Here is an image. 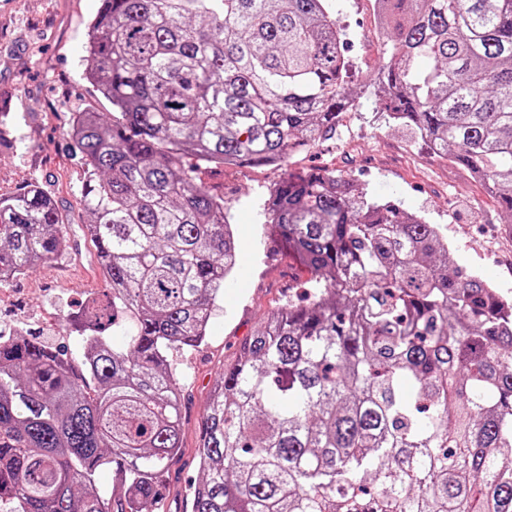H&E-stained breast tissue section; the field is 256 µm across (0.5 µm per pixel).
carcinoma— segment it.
Here are the masks:
<instances>
[{"label": "carcinoma", "mask_w": 512, "mask_h": 512, "mask_svg": "<svg viewBox=\"0 0 512 512\" xmlns=\"http://www.w3.org/2000/svg\"><path fill=\"white\" fill-rule=\"evenodd\" d=\"M378 2L388 121L512 216V0ZM84 76L112 105L70 133L105 288L78 367L0 336V512H159L170 356L206 344L237 263L224 196L185 159L276 166L356 106L326 0H102ZM263 217L307 278L225 365L190 512H512V299L440 225L333 171L289 175ZM62 224L36 186L0 197V272L53 261Z\"/></svg>", "instance_id": "obj_1"}]
</instances>
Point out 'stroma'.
<instances>
[{
    "instance_id": "obj_1",
    "label": "stroma",
    "mask_w": 512,
    "mask_h": 512,
    "mask_svg": "<svg viewBox=\"0 0 512 512\" xmlns=\"http://www.w3.org/2000/svg\"><path fill=\"white\" fill-rule=\"evenodd\" d=\"M101 0H0V196L35 184L66 215L68 248L49 264L18 276L0 297V333L46 340L80 363L77 317L105 282L96 248L84 233L79 191L84 168L69 149L74 113L110 111L84 80L89 24ZM340 22L350 62L348 88L358 105L336 137L278 166H210L203 185L224 197L239 245V262L218 303L206 345L175 354L183 393L181 453L169 469L163 512H187L189 489L203 473L196 458L209 395L225 364L256 322L284 303L298 277L292 262L266 243L261 219L270 190L288 173L327 169L358 180L384 200L441 225L457 265L479 273L512 298V237L496 201L463 167L416 145L385 123L367 82L389 51L374 0H326Z\"/></svg>"
}]
</instances>
